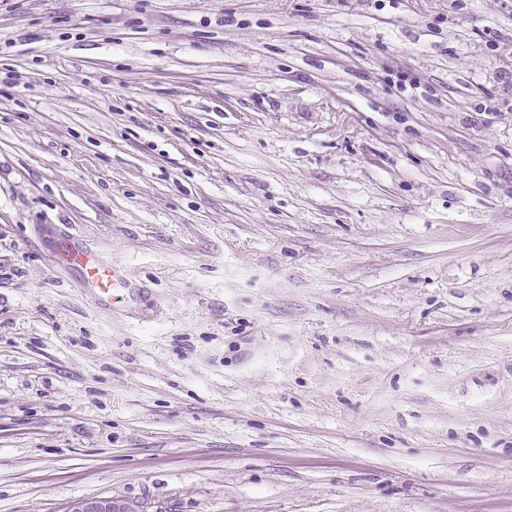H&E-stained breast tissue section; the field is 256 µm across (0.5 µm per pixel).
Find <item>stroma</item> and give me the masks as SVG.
I'll use <instances>...</instances> for the list:
<instances>
[{
    "instance_id": "35a3bbf8",
    "label": "stroma",
    "mask_w": 512,
    "mask_h": 512,
    "mask_svg": "<svg viewBox=\"0 0 512 512\" xmlns=\"http://www.w3.org/2000/svg\"><path fill=\"white\" fill-rule=\"evenodd\" d=\"M486 27L499 0H0V512H512ZM66 262L81 270L83 288L102 304L117 307L125 302L127 282L114 266L105 265L78 248L68 250ZM145 506L114 497H92L79 501L69 512H146Z\"/></svg>"
}]
</instances>
